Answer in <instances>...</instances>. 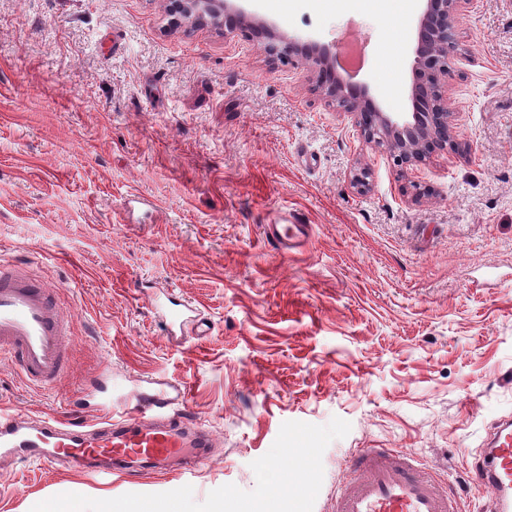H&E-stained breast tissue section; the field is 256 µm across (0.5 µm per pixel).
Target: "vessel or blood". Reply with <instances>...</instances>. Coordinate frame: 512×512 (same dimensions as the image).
<instances>
[{
  "label": "vessel or blood",
  "mask_w": 512,
  "mask_h": 512,
  "mask_svg": "<svg viewBox=\"0 0 512 512\" xmlns=\"http://www.w3.org/2000/svg\"><path fill=\"white\" fill-rule=\"evenodd\" d=\"M266 238L288 250L309 235L305 224H268ZM72 316L27 264H0V354L32 385L49 387L70 370L67 338ZM175 397L160 391L119 414L89 426L70 419L36 423L0 413V460L27 458L45 467L92 468L127 459L157 464L200 461L212 445L195 417L176 410ZM355 476L340 484L331 512H458L442 476L389 448H363L351 460ZM471 480L489 489L495 512H512V422L490 434Z\"/></svg>",
  "instance_id": "b4317fda"
}]
</instances>
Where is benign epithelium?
I'll return each instance as SVG.
<instances>
[{"mask_svg":"<svg viewBox=\"0 0 512 512\" xmlns=\"http://www.w3.org/2000/svg\"><path fill=\"white\" fill-rule=\"evenodd\" d=\"M174 13L187 23L209 21L224 24V13L235 12L244 29L266 31L277 42L265 47L272 58L289 59L299 47V41L277 34L257 15L236 7L232 0H169ZM416 37L412 49L409 99L412 111L395 115L384 111L363 88L357 89L335 72L331 55L310 53L311 77L315 90L328 103L336 99L347 105L336 108L351 118L362 143L372 149L384 150L394 164L404 172L413 168L438 147L455 145L459 131L453 102L448 97V58L462 46V19L469 12L472 0H422ZM351 183L360 193L371 190L367 166L354 169Z\"/></svg>","mask_w":512,"mask_h":512,"instance_id":"7a95c632","label":"benign epithelium"}]
</instances>
